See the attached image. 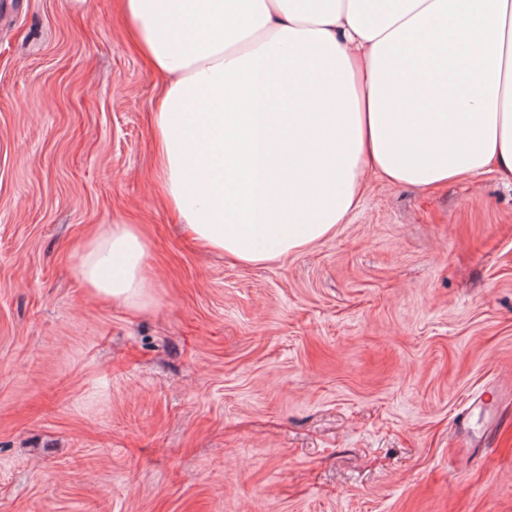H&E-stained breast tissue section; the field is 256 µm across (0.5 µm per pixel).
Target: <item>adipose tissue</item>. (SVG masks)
<instances>
[{
	"mask_svg": "<svg viewBox=\"0 0 512 512\" xmlns=\"http://www.w3.org/2000/svg\"><path fill=\"white\" fill-rule=\"evenodd\" d=\"M166 77L158 181L194 241L277 260L333 233L367 175L512 181V0H119ZM148 245L115 224L76 272L141 302Z\"/></svg>",
	"mask_w": 512,
	"mask_h": 512,
	"instance_id": "ef3b65f1",
	"label": "adipose tissue"
}]
</instances>
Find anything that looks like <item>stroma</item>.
I'll use <instances>...</instances> for the list:
<instances>
[{
  "label": "stroma",
  "mask_w": 512,
  "mask_h": 512,
  "mask_svg": "<svg viewBox=\"0 0 512 512\" xmlns=\"http://www.w3.org/2000/svg\"><path fill=\"white\" fill-rule=\"evenodd\" d=\"M113 4L0 0V512H512V183L372 177L304 251L197 248ZM115 223L138 307L75 275Z\"/></svg>",
  "instance_id": "35a3bbf8"
}]
</instances>
